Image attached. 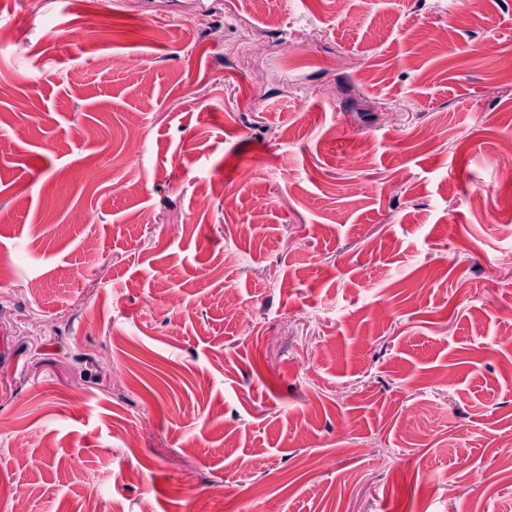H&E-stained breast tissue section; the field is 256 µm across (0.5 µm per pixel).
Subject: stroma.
Masks as SVG:
<instances>
[{"instance_id": "stroma-1", "label": "stroma", "mask_w": 512, "mask_h": 512, "mask_svg": "<svg viewBox=\"0 0 512 512\" xmlns=\"http://www.w3.org/2000/svg\"><path fill=\"white\" fill-rule=\"evenodd\" d=\"M457 4L0 0V512H512V0Z\"/></svg>"}]
</instances>
